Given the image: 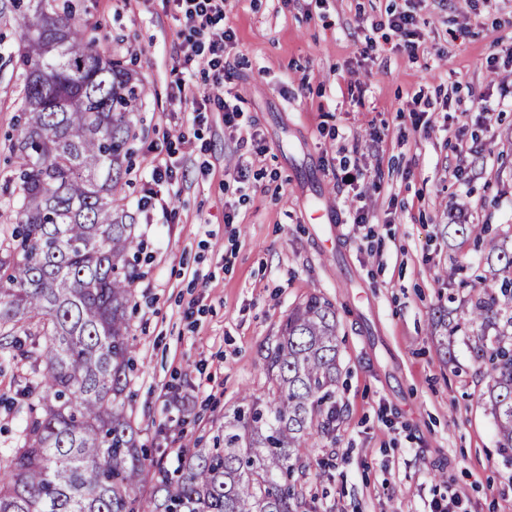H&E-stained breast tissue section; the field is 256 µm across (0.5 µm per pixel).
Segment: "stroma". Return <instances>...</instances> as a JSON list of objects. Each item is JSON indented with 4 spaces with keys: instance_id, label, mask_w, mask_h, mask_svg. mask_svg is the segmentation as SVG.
<instances>
[{
    "instance_id": "35a3bbf8",
    "label": "stroma",
    "mask_w": 512,
    "mask_h": 512,
    "mask_svg": "<svg viewBox=\"0 0 512 512\" xmlns=\"http://www.w3.org/2000/svg\"><path fill=\"white\" fill-rule=\"evenodd\" d=\"M75 2L149 88L126 187L147 246L126 410L154 458L176 469L181 443L211 447L244 396L266 398L264 358L316 293L337 310L340 378L336 429L297 476L313 512H427L450 490L459 512H512V451L497 446L474 353L495 328L467 326L475 290L442 277L484 266L448 220L512 236V0H224L234 39L223 84L193 78L211 96L200 113L171 89L183 53L162 0ZM407 9L412 55L385 25ZM20 89L0 59V200ZM233 97L253 140L224 125L216 101ZM167 140L171 221L138 206ZM345 166L370 180L341 181Z\"/></svg>"
}]
</instances>
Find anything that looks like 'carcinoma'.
Returning <instances> with one entry per match:
<instances>
[{
  "label": "carcinoma",
  "mask_w": 512,
  "mask_h": 512,
  "mask_svg": "<svg viewBox=\"0 0 512 512\" xmlns=\"http://www.w3.org/2000/svg\"><path fill=\"white\" fill-rule=\"evenodd\" d=\"M72 0H0V24L23 20L15 222L0 231V350L26 360V414L0 452V512H300L295 462L328 438L339 348L336 308L312 294L295 306L265 357L267 400L224 421L211 448L181 450L169 471L149 461L125 408L137 369L128 309L144 242L125 203L131 115L148 89L84 34ZM476 240L484 224H448ZM469 322L504 321L480 337L484 393L498 447L512 451V239L492 243Z\"/></svg>",
  "instance_id": "obj_1"
}]
</instances>
